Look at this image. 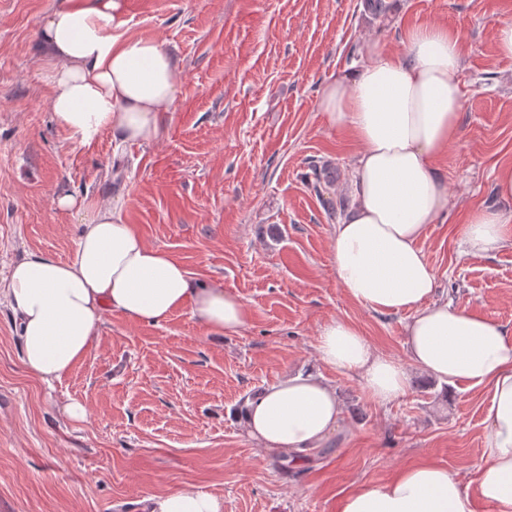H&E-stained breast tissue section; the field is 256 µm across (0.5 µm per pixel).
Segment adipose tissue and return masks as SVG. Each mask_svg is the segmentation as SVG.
Listing matches in <instances>:
<instances>
[{
    "label": "adipose tissue",
    "instance_id": "adipose-tissue-1",
    "mask_svg": "<svg viewBox=\"0 0 512 512\" xmlns=\"http://www.w3.org/2000/svg\"><path fill=\"white\" fill-rule=\"evenodd\" d=\"M125 9V0H67L43 23L50 111L73 144L91 145L106 131L120 145L153 141L176 99L179 69L167 48L113 35ZM403 38L400 58L368 46L366 64L326 84L317 108L362 146L351 172L353 202L333 231L331 267L354 302L379 313L410 312L407 361L376 353L357 328L336 319L322 326L317 354L332 370L358 376L382 404L407 393L415 369L453 386L489 385L487 437L473 485L422 462L351 488L338 512H474L479 501L491 512H512V330L435 300L436 275L418 246L448 207L436 161L460 130L462 36L423 23ZM57 204L83 215L70 257L30 254L0 279V297L18 318L24 364L43 382L61 379L85 355L107 311L156 324L187 308L214 336L245 326L248 309L238 294L193 279L113 206L71 195ZM511 229L512 211L479 207L460 236L469 252L486 253ZM341 418L335 389L310 374L264 388L243 410L249 436L297 465ZM145 510L224 512V501L187 485L149 497Z\"/></svg>",
    "mask_w": 512,
    "mask_h": 512
}]
</instances>
